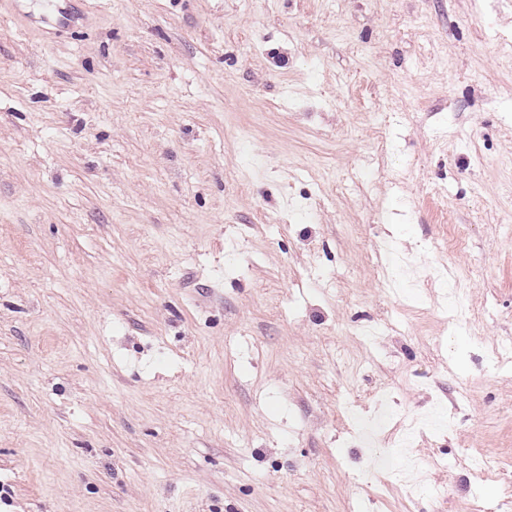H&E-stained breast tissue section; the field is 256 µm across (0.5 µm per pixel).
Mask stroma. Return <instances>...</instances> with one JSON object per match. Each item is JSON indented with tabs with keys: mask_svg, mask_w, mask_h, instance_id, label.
<instances>
[{
	"mask_svg": "<svg viewBox=\"0 0 512 512\" xmlns=\"http://www.w3.org/2000/svg\"><path fill=\"white\" fill-rule=\"evenodd\" d=\"M510 341L512 0H0V512H512Z\"/></svg>",
	"mask_w": 512,
	"mask_h": 512,
	"instance_id": "obj_1",
	"label": "stroma"
}]
</instances>
